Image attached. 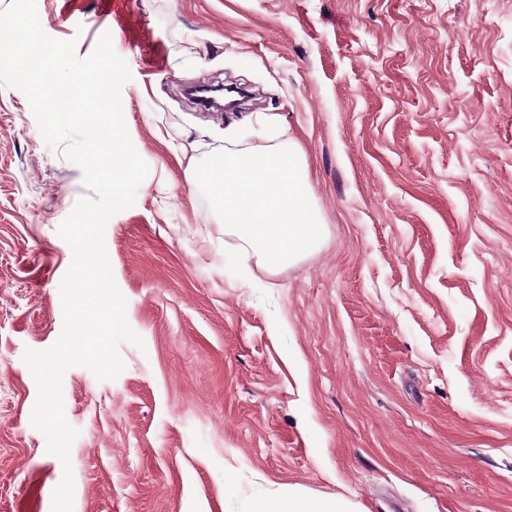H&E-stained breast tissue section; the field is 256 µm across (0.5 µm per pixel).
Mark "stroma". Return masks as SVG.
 Returning <instances> with one entry per match:
<instances>
[{"instance_id": "1", "label": "stroma", "mask_w": 512, "mask_h": 512, "mask_svg": "<svg viewBox=\"0 0 512 512\" xmlns=\"http://www.w3.org/2000/svg\"><path fill=\"white\" fill-rule=\"evenodd\" d=\"M43 31L132 79L148 166L105 240L143 347L63 380L73 512H252L291 492L354 512H512V0H36ZM69 14L70 24L53 17ZM251 85L207 112L180 89ZM281 135L304 153L322 243L227 267L193 158ZM88 190L0 84V512H52L59 459L23 360L63 328Z\"/></svg>"}]
</instances>
